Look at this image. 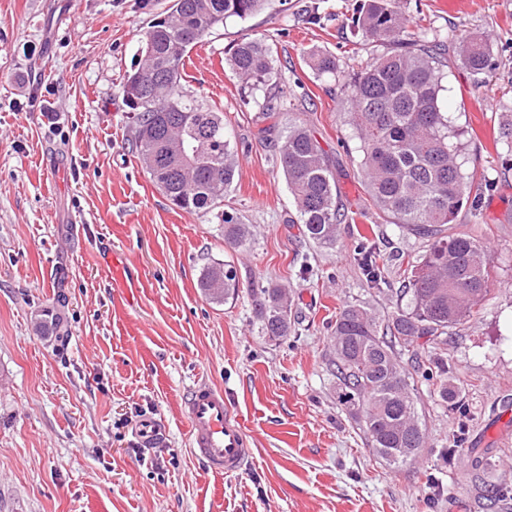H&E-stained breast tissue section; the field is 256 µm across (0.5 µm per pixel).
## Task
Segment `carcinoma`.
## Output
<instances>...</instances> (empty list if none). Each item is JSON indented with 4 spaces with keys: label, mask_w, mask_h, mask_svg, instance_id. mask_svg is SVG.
<instances>
[{
    "label": "carcinoma",
    "mask_w": 512,
    "mask_h": 512,
    "mask_svg": "<svg viewBox=\"0 0 512 512\" xmlns=\"http://www.w3.org/2000/svg\"><path fill=\"white\" fill-rule=\"evenodd\" d=\"M269 0H171L141 37L142 62L120 85L132 146L150 179L177 207L210 212L224 206L238 161L224 128V117L181 86L185 58L229 18L245 20ZM409 20L396 0H367L356 7L354 32L386 51L350 76L347 114L359 140L360 166L374 205L391 223L424 238L428 249L410 266L395 291L396 308L381 318L366 306L347 304L336 316L327 371L366 444L397 465L427 447L417 412L413 373L433 372L434 355L448 344V330L477 312L494 280L487 245L468 234H448L474 181H465L457 162L455 133L442 111L440 69L445 45L407 38ZM458 55L474 74L484 73L491 50L480 35L458 42ZM310 68L336 75V58L311 52ZM235 73L252 88L277 85L273 48L242 35L229 58ZM262 139L277 146L279 164L295 204L292 224L303 225L309 239L336 242L346 220L339 206L336 178L315 133L304 124L282 129L275 112L263 113ZM224 241L236 248L253 233L233 210L221 213ZM356 261L370 287L387 285V261L374 244L359 243ZM232 265L213 262L198 281L204 297L216 304L238 297ZM261 333L271 341L288 336L291 305L285 288L258 282L251 288ZM413 350V370L400 354ZM476 470L491 466L486 449H467ZM491 512L506 506L499 487L477 485Z\"/></svg>",
    "instance_id": "carcinoma-1"
}]
</instances>
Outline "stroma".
<instances>
[{"label":"stroma","instance_id":"35a3bbf8","mask_svg":"<svg viewBox=\"0 0 512 512\" xmlns=\"http://www.w3.org/2000/svg\"><path fill=\"white\" fill-rule=\"evenodd\" d=\"M358 2L271 0L189 52L183 90L223 113L238 154L228 201L254 237L235 250L215 213L172 206L127 142L119 87L169 0H0V512H484L474 445L494 451L480 479L512 489V410L501 407L512 399V143L496 137L512 108V0H464L453 12L400 0L411 37L452 46L478 34L492 49L481 75L448 52L440 103L463 173L478 178L450 230L487 244L495 280L442 352L461 403L419 381L428 447L397 466L367 446L325 367L344 305L395 308L366 283L357 242L376 243L395 289L427 249L386 220L364 184L345 77L385 48L352 31ZM245 34L276 45L277 87L251 89L232 70L229 49ZM309 50L335 56L336 75L316 76ZM45 101L63 113L59 128L42 116ZM270 103L281 124L314 129L332 161L348 213L335 244L290 221L275 151L258 136ZM104 247L152 282L129 311L112 295ZM217 260L237 271V301L214 304L198 288ZM257 282L290 291L283 341L260 332ZM197 380L223 389L248 435L241 473L214 476L190 450L179 405ZM146 419L167 427L153 448L135 433Z\"/></svg>","mask_w":512,"mask_h":512}]
</instances>
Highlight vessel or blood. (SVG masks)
Masks as SVG:
<instances>
[{"mask_svg":"<svg viewBox=\"0 0 512 512\" xmlns=\"http://www.w3.org/2000/svg\"><path fill=\"white\" fill-rule=\"evenodd\" d=\"M112 287L148 288L144 279L133 278L127 265L113 263L109 277ZM193 454L213 473L231 475L242 471L251 455L247 436L233 417L222 389L198 382L182 396Z\"/></svg>","mask_w":512,"mask_h":512,"instance_id":"vessel-or-blood-1","label":"vessel or blood"}]
</instances>
